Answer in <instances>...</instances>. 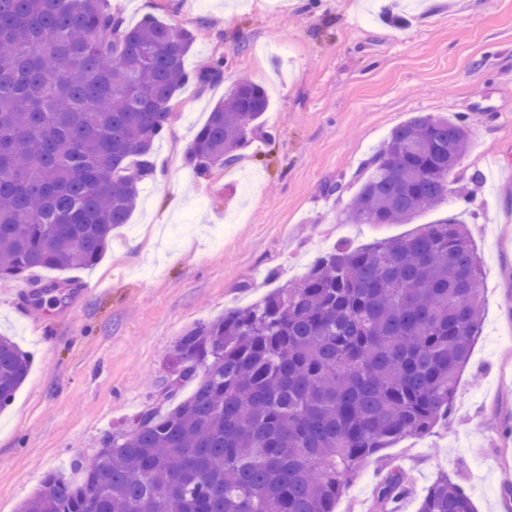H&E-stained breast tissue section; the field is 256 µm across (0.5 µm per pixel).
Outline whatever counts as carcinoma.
<instances>
[{"label":"carcinoma","instance_id":"cac0c4a2","mask_svg":"<svg viewBox=\"0 0 512 512\" xmlns=\"http://www.w3.org/2000/svg\"><path fill=\"white\" fill-rule=\"evenodd\" d=\"M191 31L128 26L108 0H0V278L95 263L153 177L176 93L223 78L185 69ZM269 110L265 89L224 91L186 151L199 175L229 166ZM469 148L462 121L417 114L365 165L355 224H409L448 197ZM483 274L452 214L411 234L320 256L298 282L187 330L161 395L76 466L48 474L19 512H334L380 449L446 420L480 338ZM30 357L0 335V410ZM409 493L392 468L376 512ZM417 512H475L440 475Z\"/></svg>","mask_w":512,"mask_h":512}]
</instances>
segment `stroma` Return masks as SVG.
I'll use <instances>...</instances> for the list:
<instances>
[{
	"label": "stroma",
	"instance_id": "35a3bbf8",
	"mask_svg": "<svg viewBox=\"0 0 512 512\" xmlns=\"http://www.w3.org/2000/svg\"><path fill=\"white\" fill-rule=\"evenodd\" d=\"M132 25L151 15L195 40L187 70L223 63V79L187 85L159 161L127 224L90 267L0 280V333L32 364L0 412V512H18L43 476L79 478L75 459L147 410L170 352L188 329L301 278L335 246L369 245L462 213L484 269V322L447 423L381 449L335 512H373L393 467L416 512L439 474L465 487L478 512H512V0H109ZM246 78L270 107L241 159L198 175L186 149ZM462 117L469 149L448 199L408 224H348L364 164L418 113ZM59 282L33 308L35 285Z\"/></svg>",
	"mask_w": 512,
	"mask_h": 512
}]
</instances>
